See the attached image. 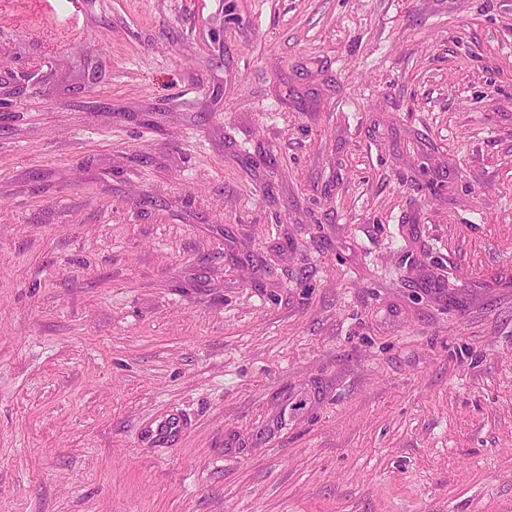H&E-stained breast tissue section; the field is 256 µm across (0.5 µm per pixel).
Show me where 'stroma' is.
<instances>
[{
    "label": "stroma",
    "mask_w": 512,
    "mask_h": 512,
    "mask_svg": "<svg viewBox=\"0 0 512 512\" xmlns=\"http://www.w3.org/2000/svg\"><path fill=\"white\" fill-rule=\"evenodd\" d=\"M75 2L0 7V512H512V0Z\"/></svg>",
    "instance_id": "obj_1"
}]
</instances>
